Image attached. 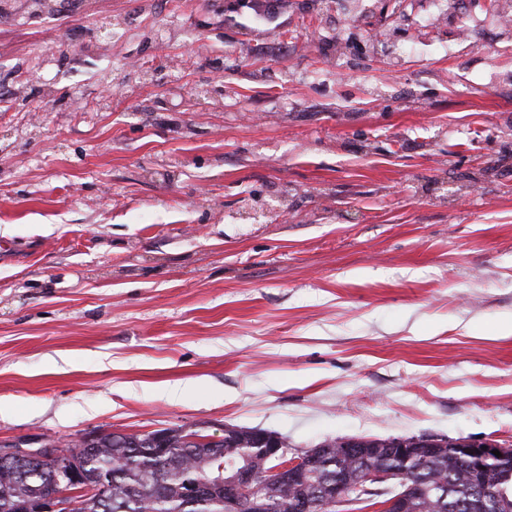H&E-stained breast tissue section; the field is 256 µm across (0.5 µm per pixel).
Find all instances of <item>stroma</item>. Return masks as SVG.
<instances>
[{"label":"stroma","mask_w":512,"mask_h":512,"mask_svg":"<svg viewBox=\"0 0 512 512\" xmlns=\"http://www.w3.org/2000/svg\"><path fill=\"white\" fill-rule=\"evenodd\" d=\"M447 6L13 0L0 445H512V23Z\"/></svg>","instance_id":"35a3bbf8"}]
</instances>
